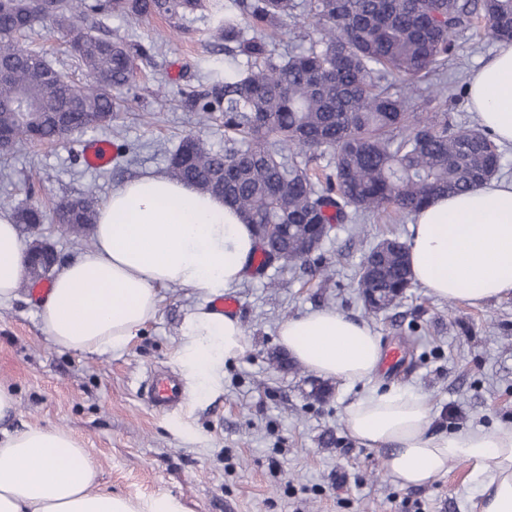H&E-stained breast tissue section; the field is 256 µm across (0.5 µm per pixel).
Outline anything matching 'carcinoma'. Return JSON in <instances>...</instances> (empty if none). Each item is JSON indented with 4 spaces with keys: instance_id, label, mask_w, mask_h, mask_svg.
I'll use <instances>...</instances> for the list:
<instances>
[{
    "instance_id": "obj_1",
    "label": "carcinoma",
    "mask_w": 512,
    "mask_h": 512,
    "mask_svg": "<svg viewBox=\"0 0 512 512\" xmlns=\"http://www.w3.org/2000/svg\"><path fill=\"white\" fill-rule=\"evenodd\" d=\"M296 0H47L42 14L68 36L75 62L93 82L80 86L19 41L39 13L27 0H0V131L13 133L9 152L111 125L136 76L142 45L94 35L76 25L88 14L180 20L197 12L224 55L246 64L224 70L207 94L184 98L205 125L224 113L229 147L215 151L185 135L168 156V173L218 196L249 224H274L258 239L257 270L304 263L307 239L335 224L390 208L404 216L428 200L463 192L496 177L503 153L478 125L448 124V96L438 79L455 38L483 28L489 39L512 40V0H308L318 34L310 46L279 54L271 33L297 16ZM429 90L431 112L410 110L408 91ZM331 152L319 171L318 156ZM99 205L96 187L57 204L15 212L22 231L45 220L90 236ZM413 286L405 243L386 238L365 253L357 288L366 309L385 311Z\"/></svg>"
}]
</instances>
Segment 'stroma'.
<instances>
[{
  "label": "stroma",
  "instance_id": "obj_1",
  "mask_svg": "<svg viewBox=\"0 0 512 512\" xmlns=\"http://www.w3.org/2000/svg\"><path fill=\"white\" fill-rule=\"evenodd\" d=\"M181 26L174 37L160 17L104 19V34L152 49L136 60L128 109L111 126L73 142L31 145L0 161V213L30 203L49 209L92 184L106 197L141 172L166 171L170 150L189 133L223 149L222 113L200 127L183 96L223 79L224 58L213 54L201 16ZM22 42L69 79L87 82L54 21L36 20ZM494 49V43L458 37L446 71L450 122L476 123L468 108L469 76ZM90 141L109 145L108 166L86 165L82 150ZM364 223L368 236L354 225H335L306 265L249 274L230 291L248 346L220 364L214 381L192 377L180 358L185 321L203 300L199 291L161 289L155 318L125 348L77 354L53 345L38 296L19 289L0 305V383L16 400L5 430L67 431L96 466L98 488L135 502L168 497L182 512H475L479 486L469 464L427 485L401 487L385 473L381 451L362 446L344 427L354 390L336 381L329 399L312 402L314 374L278 370L268 360L281 323L332 308L367 323L382 351L402 350L400 367L380 369L372 384L426 396L430 431L512 428V298L475 307L416 285L396 307L368 314L356 288L361 260L390 234L408 239L410 220L383 213ZM326 264L333 273L324 280L315 270ZM271 279L276 288H268ZM157 369L178 374L187 386L189 398L178 412H155L141 397Z\"/></svg>",
  "mask_w": 512,
  "mask_h": 512
}]
</instances>
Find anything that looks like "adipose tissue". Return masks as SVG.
Segmentation results:
<instances>
[{"instance_id":"adipose-tissue-1","label":"adipose tissue","mask_w":512,"mask_h":512,"mask_svg":"<svg viewBox=\"0 0 512 512\" xmlns=\"http://www.w3.org/2000/svg\"><path fill=\"white\" fill-rule=\"evenodd\" d=\"M468 105L501 145H512V42L469 77ZM92 247L68 260L39 301L52 343L93 353L124 348L154 319L160 288L202 292L187 317L181 352L194 375L244 352L240 321L214 301L246 277L257 239L250 224L217 198L154 171L102 202ZM413 282L443 300L480 306L512 297V180H490L430 200L412 217L407 242ZM25 253L19 229L0 214V302L16 298ZM278 342L306 371L367 389L345 408L344 425L363 446L383 450L386 473L420 487L470 463L479 477V512H512V430L428 432L431 408L420 393L378 390V336L333 309L283 322ZM97 469L69 432L31 427L0 434V512H181L170 498L132 502L95 489Z\"/></svg>"}]
</instances>
